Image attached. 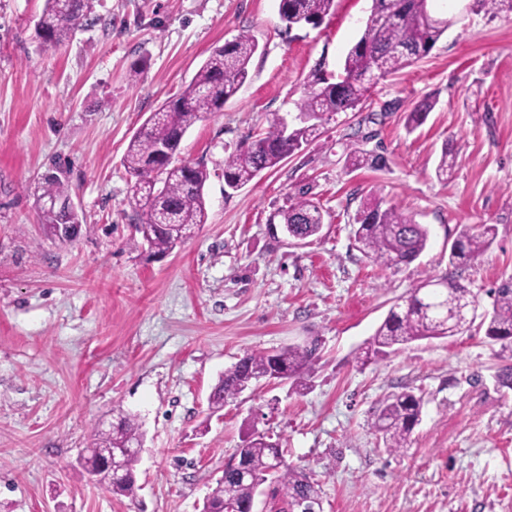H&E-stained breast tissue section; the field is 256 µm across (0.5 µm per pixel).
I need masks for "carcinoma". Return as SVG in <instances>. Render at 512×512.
Returning <instances> with one entry per match:
<instances>
[{"label": "carcinoma", "instance_id": "carcinoma-1", "mask_svg": "<svg viewBox=\"0 0 512 512\" xmlns=\"http://www.w3.org/2000/svg\"><path fill=\"white\" fill-rule=\"evenodd\" d=\"M430 0H373L361 38L350 49L343 63V74L335 82L315 72L305 94L296 103L299 122L285 132L277 120L255 136L240 143L225 158L224 184L236 191L252 182L264 171L272 170L318 138L335 115L356 108L367 99L369 77L384 78L425 58L448 26L432 21ZM335 8V0H278V13L288 25L319 26ZM88 0H45L37 31L43 33L44 45L58 48L67 43L76 29L88 21ZM258 51V43L248 33L213 48L182 92L166 100L130 139L123 163L131 177L133 196L141 211L136 230L143 245L157 254H166L188 238L192 230L207 222L204 188L209 179L207 167L198 163L174 164L183 137L197 121L224 108L248 77V64ZM435 101L427 98L407 115L406 127L420 126ZM456 153L442 147L436 166L441 181L453 177ZM44 195L50 207L43 211L44 229L51 231L59 223L61 210L56 202L68 200L67 187L57 176L45 181ZM283 228L304 239L322 231L324 210L320 204L301 195L287 207L274 213ZM354 239L359 250L374 263L385 266L408 265L426 249L429 229L416 223L397 207H381L377 200L364 204L353 218ZM495 228L483 224L479 231L463 227L450 247L449 262L465 267L477 260L492 245ZM438 288L423 283L414 288L404 305L393 307L367 345L359 353L364 363L386 349H400L418 340L456 336L470 330L472 323L460 315H448L450 308L477 303L476 295L457 280L436 278ZM479 326L485 336L501 343L502 350L512 351V280L494 290L492 309L479 314ZM317 343L288 346L276 352L252 351L224 370V375L209 397L210 408L217 412L249 386L272 376L274 366L288 369V377H310L318 361ZM421 398L410 390L387 396L374 420V428L388 448L407 446L421 415ZM141 438L136 418L125 415L112 429L97 433L92 460L81 465L97 464L113 455L123 454L128 481L113 493L135 496L138 455L128 453V445ZM238 463L249 476L226 466L224 478L217 483L207 501V512L239 509L248 512L255 493V483L273 484L270 512H306L314 507L323 512L320 485L304 470L284 463L273 468V458L282 449L263 435L243 440L237 449Z\"/></svg>", "mask_w": 512, "mask_h": 512}]
</instances>
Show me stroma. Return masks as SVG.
Returning a JSON list of instances; mask_svg holds the SVG:
<instances>
[{"label": "stroma", "mask_w": 512, "mask_h": 512, "mask_svg": "<svg viewBox=\"0 0 512 512\" xmlns=\"http://www.w3.org/2000/svg\"><path fill=\"white\" fill-rule=\"evenodd\" d=\"M45 0H0V512H203L243 439L278 441L323 492L324 512H512V354L483 328L356 356L391 308L431 277L477 293L512 278V13L456 0L429 55L376 80L247 187L224 159L274 116L295 113L314 70L338 73L371 0H336L319 27H287L277 0H91L87 26L43 50ZM249 78L185 134L177 162L204 163L208 220L164 256L135 248L139 207L123 157L132 135L240 33ZM138 80H131L133 69ZM436 105L407 132L423 99ZM455 174L438 180L445 142ZM361 150L383 167H348ZM57 175L84 230L47 236L41 195ZM306 193L318 237L287 242L271 216ZM374 197L427 225L426 250L385 268L363 255L353 217ZM491 224L468 267L448 260L465 225ZM318 341L306 387L260 382L219 412L209 395L249 351ZM423 402L408 447L372 427L391 393ZM134 415L143 434L134 497L89 478L79 457L98 424Z\"/></svg>", "instance_id": "35a3bbf8"}]
</instances>
